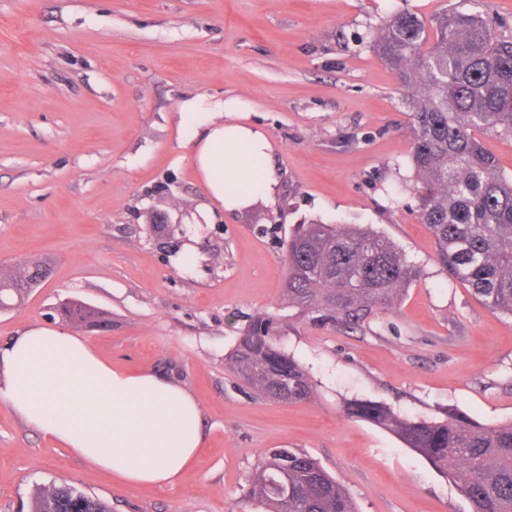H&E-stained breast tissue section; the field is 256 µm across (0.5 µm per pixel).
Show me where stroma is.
<instances>
[{"mask_svg": "<svg viewBox=\"0 0 512 512\" xmlns=\"http://www.w3.org/2000/svg\"><path fill=\"white\" fill-rule=\"evenodd\" d=\"M450 2L0 0V274L51 262L47 281L0 310V345L59 325L60 301L89 306L109 327L69 332L113 364L175 380L199 403L203 435L176 486L123 484L0 403V512L51 482L112 512H249L247 476L279 446L319 459L359 512H469L425 459L344 412L364 400L512 420V317L439 265L416 213L411 110L371 48L392 14ZM195 96L250 103L275 145L274 200L201 219L208 194L177 129ZM313 221L384 235L420 277L365 328L296 319L286 246ZM264 314L287 325L309 400L265 398L230 369L237 337Z\"/></svg>", "mask_w": 512, "mask_h": 512, "instance_id": "1", "label": "stroma"}]
</instances>
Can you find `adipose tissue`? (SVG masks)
Returning a JSON list of instances; mask_svg holds the SVG:
<instances>
[{"label":"adipose tissue","instance_id":"adipose-tissue-1","mask_svg":"<svg viewBox=\"0 0 512 512\" xmlns=\"http://www.w3.org/2000/svg\"><path fill=\"white\" fill-rule=\"evenodd\" d=\"M241 99L182 102L180 129L211 202L240 211L274 198L273 146ZM0 400L29 427L124 483L173 486L202 445L201 409L173 381L113 365L91 343L31 325L0 347Z\"/></svg>","mask_w":512,"mask_h":512}]
</instances>
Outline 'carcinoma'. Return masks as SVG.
Here are the masks:
<instances>
[{
    "mask_svg": "<svg viewBox=\"0 0 512 512\" xmlns=\"http://www.w3.org/2000/svg\"><path fill=\"white\" fill-rule=\"evenodd\" d=\"M459 6L430 19L400 13L384 21L372 49L394 71L413 115L418 219L440 263L490 310L512 316V179L503 178L477 134L512 136V34L505 23ZM46 260L25 262L0 279V305L24 300L50 275ZM417 267L386 237L361 227L311 223L288 242L284 295L297 318L361 329L396 303ZM61 316L93 322L98 313L67 302ZM249 386L279 402L306 401L313 384L283 347L279 320L254 318L228 356ZM349 418L381 426L457 487L470 512H512V421L484 426L450 412L434 420L353 400ZM245 497L255 512H357L346 487L309 454L270 448L254 464ZM32 512H112L75 486L35 484Z\"/></svg>",
    "mask_w": 512,
    "mask_h": 512,
    "instance_id": "carcinoma-1",
    "label": "carcinoma"
}]
</instances>
